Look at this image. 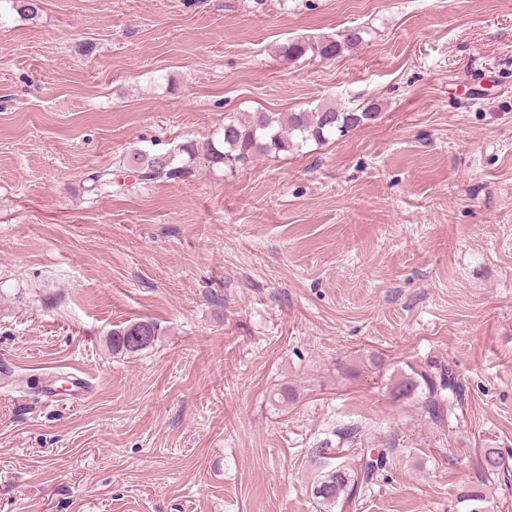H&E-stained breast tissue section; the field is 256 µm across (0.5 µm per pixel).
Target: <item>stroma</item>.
Returning a JSON list of instances; mask_svg holds the SVG:
<instances>
[{
    "instance_id": "1",
    "label": "stroma",
    "mask_w": 512,
    "mask_h": 512,
    "mask_svg": "<svg viewBox=\"0 0 512 512\" xmlns=\"http://www.w3.org/2000/svg\"><path fill=\"white\" fill-rule=\"evenodd\" d=\"M328 102L378 114L134 181L133 150ZM105 167L123 191L90 192ZM369 353L450 362L462 411L392 401ZM80 372L85 402L44 398ZM346 426L394 465L336 512H457L512 454V0H0V512H316L308 451ZM369 31L364 26H352L343 31L341 35L309 38L298 37L288 39L281 43L276 51L280 57L287 61H298L309 58L330 59L343 53L344 50L356 48L365 42ZM157 324L151 320H140L123 328L112 330V350L113 352L138 353L153 345L158 336ZM134 336L129 339L134 346L142 343L144 336L145 341L136 348H132L127 343V337ZM482 472L478 483L461 489L457 501L461 505L460 512H491L490 500L484 486L491 483L490 479L505 477L509 472L505 468V457L499 448H485L482 456Z\"/></svg>"
}]
</instances>
